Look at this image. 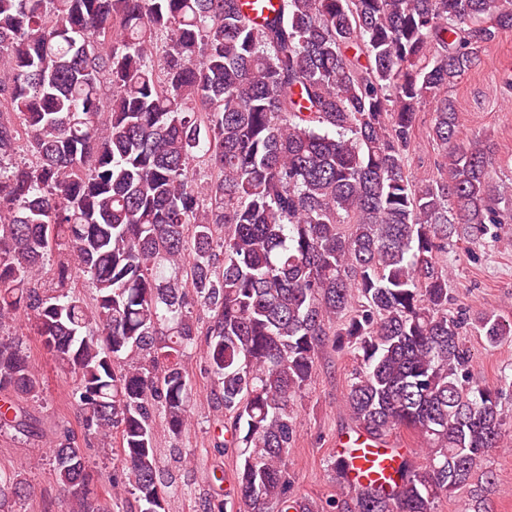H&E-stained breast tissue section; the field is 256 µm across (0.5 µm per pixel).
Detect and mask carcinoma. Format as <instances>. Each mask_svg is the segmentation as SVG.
I'll use <instances>...</instances> for the list:
<instances>
[{
  "label": "carcinoma",
  "instance_id": "cac0c4a2",
  "mask_svg": "<svg viewBox=\"0 0 512 512\" xmlns=\"http://www.w3.org/2000/svg\"><path fill=\"white\" fill-rule=\"evenodd\" d=\"M506 33L512 0H275L254 18L244 0H0V428L31 436L19 400L41 390L7 331L22 314L74 378L83 441L116 444L114 496L165 512L156 426L185 430L200 350L243 512H320L291 496L286 456L330 344L360 361L353 430H408L425 455L394 489L341 488L336 512H436L461 489L487 512L512 377L473 384L462 336L512 325L453 307L439 257L459 225L512 223L491 145L458 139L448 97ZM427 101L441 160L417 178ZM52 456L74 512H108L73 431ZM28 488L0 475V512Z\"/></svg>",
  "mask_w": 512,
  "mask_h": 512
}]
</instances>
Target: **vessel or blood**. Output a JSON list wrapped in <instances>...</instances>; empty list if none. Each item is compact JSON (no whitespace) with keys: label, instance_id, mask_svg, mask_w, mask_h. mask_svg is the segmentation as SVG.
Masks as SVG:
<instances>
[{"label":"vessel or blood","instance_id":"1","mask_svg":"<svg viewBox=\"0 0 512 512\" xmlns=\"http://www.w3.org/2000/svg\"><path fill=\"white\" fill-rule=\"evenodd\" d=\"M341 460L342 482L347 484L390 485L398 464L392 451L383 450L364 436L343 441L337 452Z\"/></svg>","mask_w":512,"mask_h":512}]
</instances>
